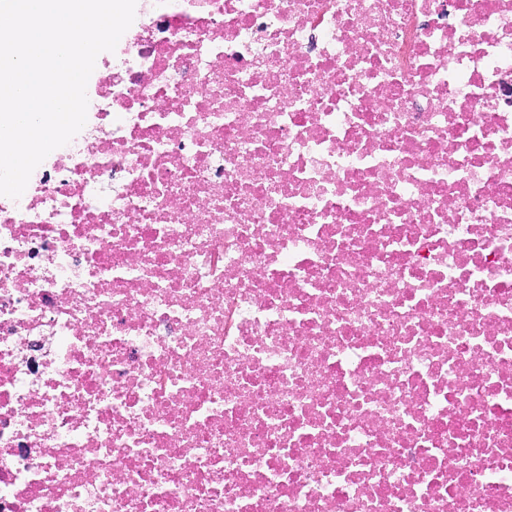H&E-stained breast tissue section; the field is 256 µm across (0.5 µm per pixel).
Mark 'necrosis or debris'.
Listing matches in <instances>:
<instances>
[{
	"mask_svg": "<svg viewBox=\"0 0 512 512\" xmlns=\"http://www.w3.org/2000/svg\"><path fill=\"white\" fill-rule=\"evenodd\" d=\"M88 99L0 196V512H512V0H141Z\"/></svg>",
	"mask_w": 512,
	"mask_h": 512,
	"instance_id": "4bbe7bcc",
	"label": "necrosis or debris"
}]
</instances>
